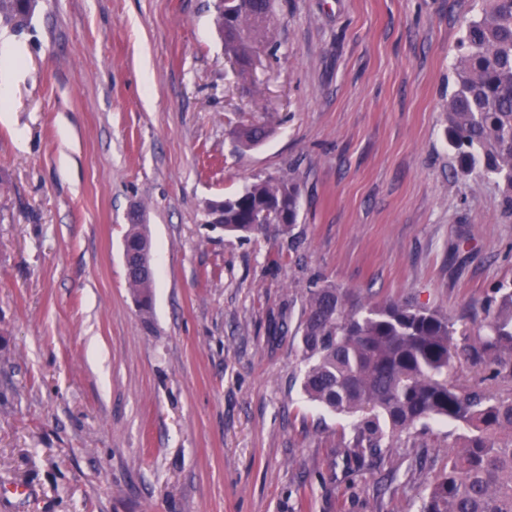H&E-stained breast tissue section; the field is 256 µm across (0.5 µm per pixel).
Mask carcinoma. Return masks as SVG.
Here are the masks:
<instances>
[{"label":"carcinoma","mask_w":512,"mask_h":512,"mask_svg":"<svg viewBox=\"0 0 512 512\" xmlns=\"http://www.w3.org/2000/svg\"><path fill=\"white\" fill-rule=\"evenodd\" d=\"M37 0H0V25H19ZM272 0L237 5L218 0L216 21L224 51L245 66L271 41ZM448 94L446 136L461 170L498 179L512 209V0H485L466 26ZM269 132L251 124L237 135L241 148L262 144ZM300 186L288 175L259 179L224 198L216 210L228 232L259 234L277 222L296 223ZM124 255L135 260L151 247L145 224H129ZM140 309H151L154 275L126 276ZM478 339L458 340L456 323L404 299L354 302L350 289L311 284L302 309L301 387L323 409L355 418L353 448L377 456L430 420L453 423L447 461L433 476L419 512H512V392L484 382L512 380V282L486 300ZM462 355L489 376L472 386L448 379Z\"/></svg>","instance_id":"carcinoma-1"}]
</instances>
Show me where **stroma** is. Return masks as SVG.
Here are the masks:
<instances>
[{
    "instance_id": "obj_1",
    "label": "stroma",
    "mask_w": 512,
    "mask_h": 512,
    "mask_svg": "<svg viewBox=\"0 0 512 512\" xmlns=\"http://www.w3.org/2000/svg\"><path fill=\"white\" fill-rule=\"evenodd\" d=\"M481 0H275L250 76L214 0H39L0 28V512H416L451 424L380 457L300 385L310 282L458 322L512 279V213L445 134ZM269 138L235 149L244 125ZM290 233L212 228L257 178ZM148 225L155 288L125 277ZM127 224L123 246L124 255L132 260L137 259L148 247L151 251V241L145 224ZM126 279L133 296L140 306V309L144 313H149L151 309L153 288L155 287L154 273L143 276L130 271L126 276Z\"/></svg>"
}]
</instances>
